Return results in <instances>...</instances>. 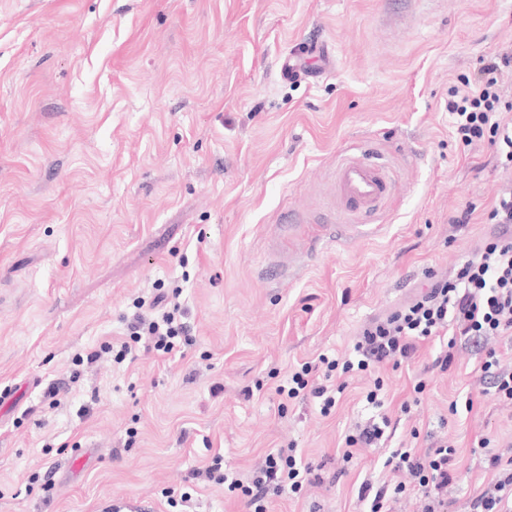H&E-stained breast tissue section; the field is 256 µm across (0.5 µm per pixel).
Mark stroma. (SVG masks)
Masks as SVG:
<instances>
[{
  "label": "stroma",
  "instance_id": "stroma-1",
  "mask_svg": "<svg viewBox=\"0 0 512 512\" xmlns=\"http://www.w3.org/2000/svg\"><path fill=\"white\" fill-rule=\"evenodd\" d=\"M314 42L317 73L283 77ZM511 44L512 0H0V512H246L199 469L218 456L246 482L291 443L319 479L268 512H361L362 481H399L385 458L431 437L457 442L448 512H469L475 439L512 446V406L463 408L483 387L472 345L445 371L435 340L356 375L326 418L273 391L493 233L507 180L494 147L456 142L448 89ZM360 153L395 192L364 218L375 236L322 244L320 225L346 221L336 168ZM160 285L179 292L190 362L140 348L76 363L153 315ZM377 380L391 423L342 462L344 436L377 417Z\"/></svg>",
  "mask_w": 512,
  "mask_h": 512
}]
</instances>
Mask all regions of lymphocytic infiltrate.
<instances>
[{"instance_id":"1","label":"lymphocytic infiltrate","mask_w":512,"mask_h":512,"mask_svg":"<svg viewBox=\"0 0 512 512\" xmlns=\"http://www.w3.org/2000/svg\"><path fill=\"white\" fill-rule=\"evenodd\" d=\"M512 68V49L480 57L475 78H462L460 86L448 90V112L455 135L462 147L488 142L503 157V167L512 170V123L503 122L501 113L512 112V98L500 85L503 69ZM486 221L496 228L475 255L462 258L453 278L430 279L427 287L411 303L385 319L366 327L348 358L338 360L319 355L303 363L289 376L287 384L277 386L281 399L309 397L322 415H329L347 387L352 373L386 366L400 367L412 359L420 343L451 330L448 350L435 360L440 369L453 361V346L458 341L486 342L485 356L476 371L489 382L498 400L512 403V369L503 368L492 340L512 334V189L501 193L487 212ZM167 308L160 319L135 316L127 328L129 338L117 345L114 359L123 362L131 355L134 343L146 340L161 357L186 355L193 340L181 322V307L157 295ZM492 440L483 436L477 447L484 453L489 477L469 502V512H512V456L493 452ZM457 450L440 440L426 452L415 446L391 452L385 464L392 472L408 473L412 485L422 489L427 499L424 512H448L444 492L458 477L452 469ZM205 474L210 482L240 491L252 512H267L268 495L299 493L311 480L312 467L297 448L267 454L263 464L244 482L222 471L220 460H213Z\"/></svg>"}]
</instances>
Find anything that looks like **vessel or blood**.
Wrapping results in <instances>:
<instances>
[{
  "instance_id": "b4317fda",
  "label": "vessel or blood",
  "mask_w": 512,
  "mask_h": 512,
  "mask_svg": "<svg viewBox=\"0 0 512 512\" xmlns=\"http://www.w3.org/2000/svg\"><path fill=\"white\" fill-rule=\"evenodd\" d=\"M394 189L384 164L373 158H352L336 169L335 196L340 209L348 215L372 213L392 196Z\"/></svg>"
}]
</instances>
